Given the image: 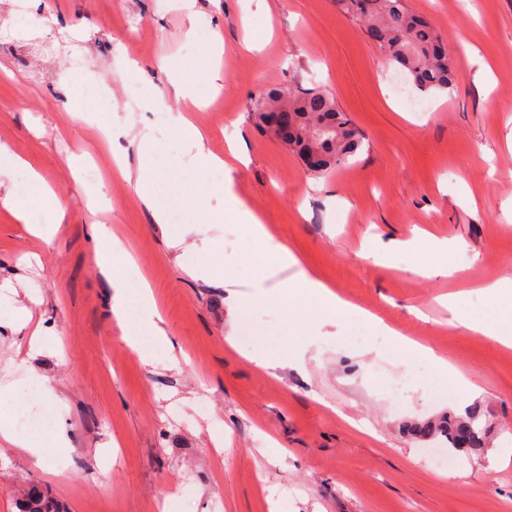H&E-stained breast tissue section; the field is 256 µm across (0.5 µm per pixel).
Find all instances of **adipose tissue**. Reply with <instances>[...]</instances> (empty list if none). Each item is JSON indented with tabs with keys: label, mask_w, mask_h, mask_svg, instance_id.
Segmentation results:
<instances>
[{
	"label": "adipose tissue",
	"mask_w": 512,
	"mask_h": 512,
	"mask_svg": "<svg viewBox=\"0 0 512 512\" xmlns=\"http://www.w3.org/2000/svg\"><path fill=\"white\" fill-rule=\"evenodd\" d=\"M227 220L250 226L254 237L261 245V256L267 257L283 267H297L298 260L294 254L285 246L272 243L261 221L249 209L244 207L233 190L230 189L225 192L223 213L209 215L205 218L206 223L209 224H221ZM92 231L98 243V248L93 256V263L114 289L112 296L113 314L119 318L123 317L127 288L119 278L118 272L127 258V253L106 225H93ZM483 292L495 301V308L490 313L468 317L459 314L456 295H449L447 304L450 323H457L472 331L493 337L504 346H512V273H506L497 282L485 286ZM270 298L274 301L289 304L304 300L315 302L319 312L329 318L347 314L351 310L348 303L343 301L318 278L303 269H298L294 278L290 279L282 288L272 292ZM364 321L373 335L397 342L406 351L420 352L426 359L433 361L439 370L446 373L449 382L461 390L463 397H470L474 392V385L458 369L437 358L432 349L419 346L415 341L402 337L400 333L372 315H365Z\"/></svg>",
	"instance_id": "1"
}]
</instances>
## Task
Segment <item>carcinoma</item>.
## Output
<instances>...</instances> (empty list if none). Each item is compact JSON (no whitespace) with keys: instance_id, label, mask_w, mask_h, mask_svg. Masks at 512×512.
<instances>
[{"instance_id":"1","label":"carcinoma","mask_w":512,"mask_h":512,"mask_svg":"<svg viewBox=\"0 0 512 512\" xmlns=\"http://www.w3.org/2000/svg\"><path fill=\"white\" fill-rule=\"evenodd\" d=\"M343 6L418 90L450 93L457 87L460 73L448 57L443 39L425 18L410 11L407 0H343ZM254 108L259 127L292 153L302 159L316 154L317 161L309 168L316 176L347 164L364 146L359 128L325 90H272L258 98ZM482 417V407L476 403L462 419L448 417L434 425L416 426L413 434L423 440L441 435L453 450L477 451L485 441ZM19 512L58 510L48 493L32 487L22 494Z\"/></svg>"}]
</instances>
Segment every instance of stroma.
<instances>
[{"label": "stroma", "instance_id": "1", "mask_svg": "<svg viewBox=\"0 0 512 512\" xmlns=\"http://www.w3.org/2000/svg\"><path fill=\"white\" fill-rule=\"evenodd\" d=\"M448 45L462 78L452 93L417 90L364 36L338 0H0V143L23 167L1 179L25 189L27 223L0 208V512H19L22 489L49 490L64 512H512V347L448 323L439 297L463 308L492 304L478 284L512 270V0H407ZM179 68L197 102L153 103ZM220 91L211 94V78ZM91 121L73 119L76 93ZM302 86L332 93L365 136L325 178L257 127L255 97ZM193 123L231 171L204 172L177 132ZM138 165L137 137L155 145L152 188L170 209L154 223L135 182L112 179L103 127ZM85 159L73 172L72 159ZM41 174L67 217L38 238L52 213L28 184ZM232 179L269 236L341 299L428 347L477 387L484 448L460 469L436 464L412 437L415 423L463 415L457 388L418 386L392 401L387 385L412 365L355 318H325L310 304L257 300L294 268L254 261L248 225L197 224L177 198L224 209L215 184ZM129 248L122 276L133 294L126 328L112 287L91 261L87 219ZM456 246L458 271L410 251L369 256L372 241L419 232ZM223 271L210 280L185 262ZM150 284L172 348L141 325L136 288ZM252 298L247 318L238 299ZM31 319L19 326V307ZM153 347L144 363L122 337ZM263 340L269 368L244 353ZM52 410L40 436L26 419Z\"/></svg>", "mask_w": 512, "mask_h": 512}]
</instances>
